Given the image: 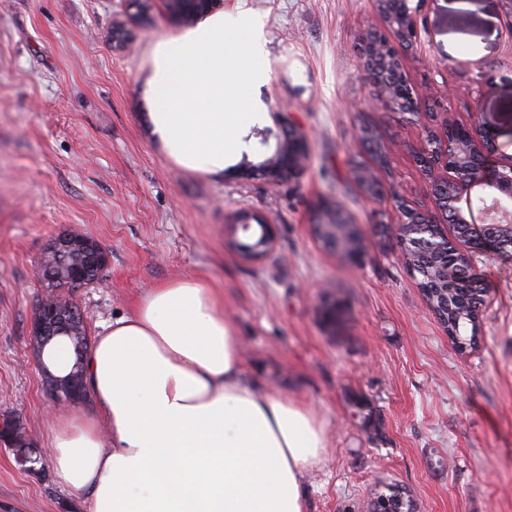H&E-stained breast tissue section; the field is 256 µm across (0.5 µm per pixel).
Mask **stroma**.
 <instances>
[{
	"label": "stroma",
	"instance_id": "stroma-1",
	"mask_svg": "<svg viewBox=\"0 0 512 512\" xmlns=\"http://www.w3.org/2000/svg\"><path fill=\"white\" fill-rule=\"evenodd\" d=\"M126 0H0V420L46 447L53 416L94 415V400L55 405L32 353L37 266L64 233L92 237L108 262L74 293L89 334L129 314L152 288L181 277L220 290L241 339L245 375L262 393L310 406L329 448L305 478L310 512H366L373 490L403 488L419 512H512V258L477 255L486 290L478 343L459 351L399 258L382 244L397 198L433 210L412 151L422 121L375 99L359 58L386 30L372 0H224V17L258 19L264 83L221 175L177 168L152 133L144 82L154 43L181 26L156 7L114 48ZM426 104L461 124L480 118L512 155V0H426L402 52ZM310 140L307 172L273 183L245 178L266 155L254 128L282 114ZM388 146L385 196L355 183L371 154L360 125ZM340 202L364 233L365 260L344 262L311 232L318 202ZM265 217L276 242L241 260L226 224ZM346 303L343 326L321 316ZM371 410L364 422L356 403ZM0 512H84L56 481L52 457L23 470L0 446Z\"/></svg>",
	"mask_w": 512,
	"mask_h": 512
}]
</instances>
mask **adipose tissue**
<instances>
[{
    "mask_svg": "<svg viewBox=\"0 0 512 512\" xmlns=\"http://www.w3.org/2000/svg\"><path fill=\"white\" fill-rule=\"evenodd\" d=\"M223 13L158 40L145 94L153 133L179 167L224 171L262 46ZM95 415L56 420V478L89 512H308L306 473L327 453L308 406L244 377L222 298L186 277L103 326L84 361Z\"/></svg>",
    "mask_w": 512,
    "mask_h": 512,
    "instance_id": "obj_1",
    "label": "adipose tissue"
}]
</instances>
